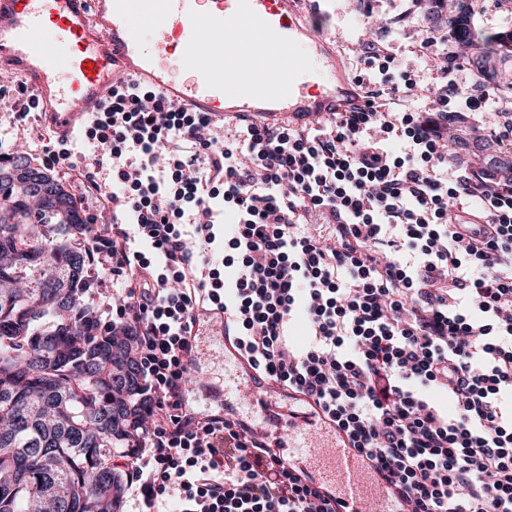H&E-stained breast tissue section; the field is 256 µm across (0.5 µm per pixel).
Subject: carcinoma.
Wrapping results in <instances>:
<instances>
[{"mask_svg": "<svg viewBox=\"0 0 512 512\" xmlns=\"http://www.w3.org/2000/svg\"><path fill=\"white\" fill-rule=\"evenodd\" d=\"M478 0H457L448 32L472 48L479 78L497 86L512 31L476 26ZM0 161V512H119L125 450L144 376L126 338L94 331L83 300L91 225L72 195L31 204Z\"/></svg>", "mask_w": 512, "mask_h": 512, "instance_id": "1", "label": "carcinoma"}]
</instances>
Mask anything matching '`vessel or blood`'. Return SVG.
<instances>
[{
    "label": "vessel or blood",
    "mask_w": 512,
    "mask_h": 512,
    "mask_svg": "<svg viewBox=\"0 0 512 512\" xmlns=\"http://www.w3.org/2000/svg\"><path fill=\"white\" fill-rule=\"evenodd\" d=\"M140 23L170 30L171 42L136 40ZM230 73L244 91L233 102L224 95ZM0 75L23 79L62 137L77 114L99 111L123 77L190 111L244 114L266 126L364 106L346 56L335 43L310 39L297 0H0ZM227 359L235 383L251 394L255 430L271 431L283 417L288 441L278 455L302 468L318 465L338 512H401L361 454L319 443L332 424L299 400L271 411L236 349Z\"/></svg>",
    "instance_id": "obj_1"
}]
</instances>
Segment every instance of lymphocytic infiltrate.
Instances as JSON below:
<instances>
[{
	"instance_id": "1",
	"label": "lymphocytic infiltrate",
	"mask_w": 512,
	"mask_h": 512,
	"mask_svg": "<svg viewBox=\"0 0 512 512\" xmlns=\"http://www.w3.org/2000/svg\"><path fill=\"white\" fill-rule=\"evenodd\" d=\"M361 58L358 112L269 127L123 79L84 127L90 153L63 138L40 153L112 216L83 246L117 287L89 292L94 322L131 337L144 373L119 460L137 512L172 490L180 512H336L265 435L187 409L205 311L257 375L332 422L402 512H512V179L449 157L447 53L423 74L376 41ZM427 77L442 93L413 111Z\"/></svg>"
}]
</instances>
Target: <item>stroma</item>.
I'll return each mask as SVG.
<instances>
[{
  "instance_id": "1",
  "label": "stroma",
  "mask_w": 512,
  "mask_h": 512,
  "mask_svg": "<svg viewBox=\"0 0 512 512\" xmlns=\"http://www.w3.org/2000/svg\"><path fill=\"white\" fill-rule=\"evenodd\" d=\"M304 19L317 35L336 39L342 44L352 73H359L358 55L364 42L382 40L392 45L397 61L405 67L424 71L428 52L421 45L426 33L437 36V46L447 49L458 59L452 78L459 95L448 109L466 111V99L480 96L479 78L462 53L461 45L448 34L447 23L435 22L429 5L412 7L410 0H306ZM22 80L18 77H0V145L9 150H21L31 158H38L41 143L32 128L21 127L11 104L19 95ZM454 134L448 149L453 158L488 167L493 156L499 155L500 147L490 134L475 132L469 124L452 125ZM198 343L202 360L188 375L187 387L192 406L202 411L207 407L204 388L219 380L224 372V346L215 338L210 327H202Z\"/></svg>"
}]
</instances>
